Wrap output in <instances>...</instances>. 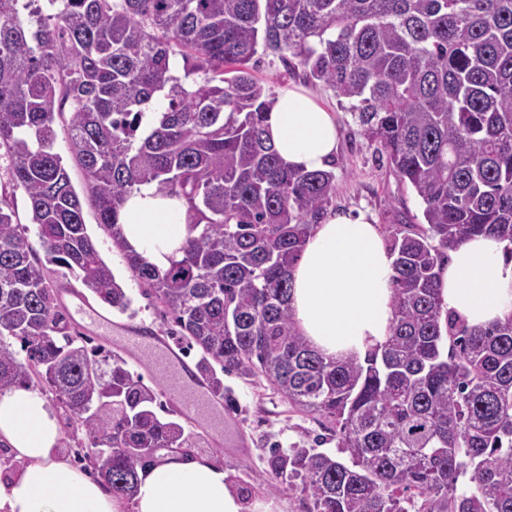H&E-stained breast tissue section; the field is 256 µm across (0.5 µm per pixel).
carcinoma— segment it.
I'll use <instances>...</instances> for the list:
<instances>
[{
    "label": "carcinoma",
    "mask_w": 512,
    "mask_h": 512,
    "mask_svg": "<svg viewBox=\"0 0 512 512\" xmlns=\"http://www.w3.org/2000/svg\"><path fill=\"white\" fill-rule=\"evenodd\" d=\"M260 47L351 102L423 205L425 225L388 228L394 319L362 361L325 358L292 318V269L335 175L280 162L247 70ZM66 111L99 225L199 352L211 394L232 410L224 374L262 376L352 457L272 448L271 488L300 481L309 512H408L417 498V512H512V317L472 328L438 289L469 235L512 257V0H0V148L46 255L0 196V391L52 395L84 433L82 460L130 499L159 451L192 441L158 414V389L59 310L48 262L102 304L132 306L56 151ZM143 185L185 208L191 235L165 269L121 236Z\"/></svg>",
    "instance_id": "obj_1"
}]
</instances>
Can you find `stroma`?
<instances>
[{
    "instance_id": "1",
    "label": "stroma",
    "mask_w": 512,
    "mask_h": 512,
    "mask_svg": "<svg viewBox=\"0 0 512 512\" xmlns=\"http://www.w3.org/2000/svg\"><path fill=\"white\" fill-rule=\"evenodd\" d=\"M251 74L261 85L266 97H274L288 84L307 91L328 111L333 112L339 130L336 175L328 213L362 210L368 212L379 226L413 223L421 218L422 206L412 189L401 183L386 162L382 146L368 140L361 132L353 112L347 104L337 100L333 90L316 82H308L302 67H290L279 56L258 52L248 64ZM84 220L89 234L98 242L102 258L112 269L117 280L128 288L133 298V310L122 313L103 306L80 282L70 281L69 290L62 295L65 312H72L76 302H83L98 312L112 325L131 324L165 336L163 325L148 296L130 273L124 251L113 244L98 224L97 213L91 204L83 206ZM224 385L236 401L234 410H226L216 403L207 416L188 417L176 414L175 419L191 432L197 445L195 455L212 458L224 469L229 485L241 492L248 507L261 504L269 512H306L303 494L297 489H270L266 451L270 448L290 450L312 448L349 462L348 452L337 448L335 442L322 441L325 429L319 415L293 408L276 394L262 379L252 381L228 374Z\"/></svg>"
}]
</instances>
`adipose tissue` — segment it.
<instances>
[{
	"label": "adipose tissue",
	"mask_w": 512,
	"mask_h": 512,
	"mask_svg": "<svg viewBox=\"0 0 512 512\" xmlns=\"http://www.w3.org/2000/svg\"><path fill=\"white\" fill-rule=\"evenodd\" d=\"M283 164L329 169L336 153L334 116L302 89L282 88L267 114ZM179 199L145 185L124 207V240L158 267L169 266L190 234ZM394 257L366 214H338L316 225L293 271L291 310L300 332L323 356L362 359L394 319ZM443 308L484 328L512 316V257L490 235L464 239L448 253L439 279ZM49 400L25 388L0 393V512H245L211 458L170 455L140 471L132 499L73 466Z\"/></svg>",
	"instance_id": "obj_1"
}]
</instances>
